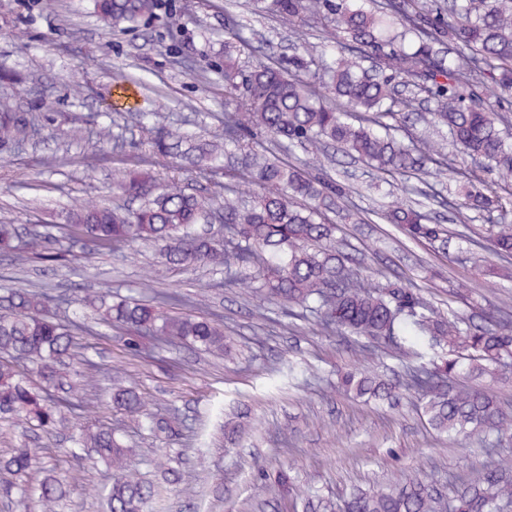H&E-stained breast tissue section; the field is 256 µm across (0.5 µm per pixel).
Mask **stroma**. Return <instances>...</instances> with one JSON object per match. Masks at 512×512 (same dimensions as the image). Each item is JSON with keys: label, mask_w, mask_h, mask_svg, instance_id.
Returning <instances> with one entry per match:
<instances>
[{"label": "stroma", "mask_w": 512, "mask_h": 512, "mask_svg": "<svg viewBox=\"0 0 512 512\" xmlns=\"http://www.w3.org/2000/svg\"><path fill=\"white\" fill-rule=\"evenodd\" d=\"M234 11L253 29L251 44L270 39L288 54L298 41L270 14H253L248 0ZM225 0H199L188 15L156 21L150 29H110L93 0H0V74L12 73L11 103L35 118L36 132L19 152H0V222L62 224L70 209L90 201L112 204L120 172L148 157L138 115L158 112L206 139L224 134ZM118 121L121 137L102 144L96 168L82 154L100 125ZM356 187L348 207L377 210L388 199L370 170L347 166ZM490 226L472 224L468 240L451 225L441 254L406 239L393 225L339 224L337 235L364 254L365 263L420 291L434 307L481 319L512 321V278L487 277L495 262ZM57 262L54 273L32 260L22 266L0 257V286L43 290L78 298L103 282L127 296L142 283L179 292L177 315L219 320L232 359L172 343L147 345L127 357L125 330L89 339L88 356L100 379V398L78 421L96 426L119 420L109 391L114 366L145 396L158 419L174 432L127 428L132 462L156 494L148 512H293L296 499L321 491L338 497L352 485L385 486L424 472L438 482L490 466L497 453L512 455V437L491 451L479 437L438 436L420 417L414 397L393 408L367 405L336 389L340 372L358 367L357 339L322 331L267 302L253 284L225 287L206 266L166 267L155 249H118ZM304 375L289 376V365ZM42 465L55 475L78 470L84 487L53 512H104L100 492L112 474L84 451L69 453L67 433L42 436ZM180 473L170 481L157 457Z\"/></svg>", "instance_id": "35a3bbf8"}]
</instances>
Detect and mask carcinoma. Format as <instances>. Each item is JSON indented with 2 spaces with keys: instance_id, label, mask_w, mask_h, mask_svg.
Here are the masks:
<instances>
[{
  "instance_id": "cac0c4a2",
  "label": "carcinoma",
  "mask_w": 512,
  "mask_h": 512,
  "mask_svg": "<svg viewBox=\"0 0 512 512\" xmlns=\"http://www.w3.org/2000/svg\"><path fill=\"white\" fill-rule=\"evenodd\" d=\"M105 25L135 29L158 18L173 19L194 7V0H96ZM269 9L297 38L322 17L333 33L318 46L282 57L264 55L247 69L232 61L246 43L231 12L224 17V139L201 140L177 123L159 124L141 116L140 128L155 157L180 154L211 175H224V192L172 178L159 182L135 169L121 171L116 187L139 201L135 209L87 204L71 210L66 224L52 233L34 224L25 229L0 224V252L20 266L32 259L58 262L67 250L50 244L67 241L98 249L152 246L163 264L181 268L210 266L224 271L233 287L247 273L273 304L299 309L324 331L365 339L359 345L364 368L345 372L338 388L365 402L418 398L428 424L450 439L481 436L492 445L512 430V411L488 388L457 382L462 374L494 380L499 367L512 363V327L476 324L450 309L441 311L401 281H382L350 263L336 245L337 225L325 211L342 210L351 188L328 176L320 159L336 150L379 172L383 179L429 175L432 165H447L448 140L471 159L468 170L448 165L457 183L452 204L460 224H472L512 207L481 177L487 172L512 186V135L501 105L512 92V0H270ZM233 109H228V106ZM435 128L438 135L405 141L398 132L406 119ZM31 118L0 101V150H12L29 136ZM115 138L102 126L83 153L95 167L98 145ZM299 147L314 165L282 158ZM241 180L256 188L237 190ZM380 219L408 240L435 251L448 248V225L403 197H395ZM220 224L224 238L196 231L199 224ZM491 251L512 257V224L495 222ZM70 305L26 288L0 290V423L23 431L51 432L70 423L97 395L94 363L82 352L81 336H97L91 322L118 323L129 335L125 349L141 353L140 337L156 336L188 347L230 356L224 326L207 316L168 312L179 302L174 293L152 291L146 298L112 294L107 283L93 300L81 302L80 315L51 316V302ZM385 345L387 355L416 363L395 379L374 372ZM84 394L69 399L76 386ZM112 403L140 426L151 421L136 387L118 385ZM112 472L106 489L107 512H146L155 494L131 461L122 426L102 424L72 437ZM0 471L13 482L4 487L48 512L81 486L72 474L36 476L38 449L24 446L0 457ZM448 495L438 484L415 476L379 489L353 488L333 502L307 497L301 512H512V456L493 467L450 478Z\"/></svg>"
}]
</instances>
